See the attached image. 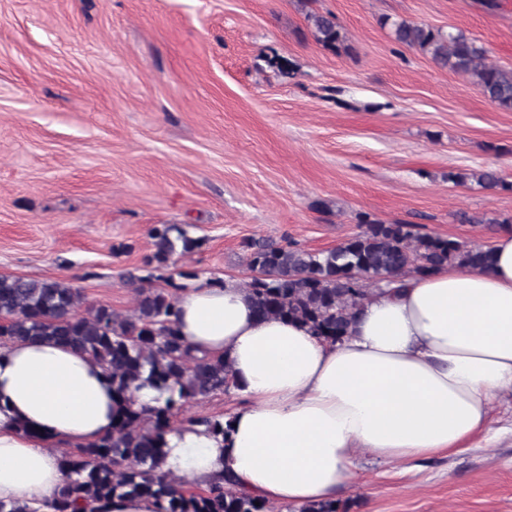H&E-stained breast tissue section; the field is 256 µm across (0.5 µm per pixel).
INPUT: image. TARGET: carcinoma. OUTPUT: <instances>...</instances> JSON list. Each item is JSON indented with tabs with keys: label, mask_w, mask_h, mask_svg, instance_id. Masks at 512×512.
<instances>
[{
	"label": "carcinoma",
	"mask_w": 512,
	"mask_h": 512,
	"mask_svg": "<svg viewBox=\"0 0 512 512\" xmlns=\"http://www.w3.org/2000/svg\"><path fill=\"white\" fill-rule=\"evenodd\" d=\"M309 20L325 48H340L343 39L333 16L312 14ZM391 28L397 43L468 77L498 108L512 111V70L487 62L476 40L454 28L404 19ZM473 179L486 190L512 187L493 170ZM150 235L153 251L144 257L143 269L152 273L129 274L136 306L128 315L104 304L79 313L81 294L62 280L0 276V348L53 341L87 354L112 374L118 403L112 433L61 457L65 480L48 507L78 512L101 499L145 496L159 501L162 512H272L267 501L237 491L230 476L194 490L161 471L163 438L178 415L192 402L229 391L232 378L223 358L199 353L176 328L180 286L170 280L164 287L152 283L154 272L175 255L193 252L201 240L179 224H158ZM243 248L253 272L243 287L256 314L299 321L331 343L349 334L355 311L374 295L372 276L385 275L391 284L447 265L483 269L491 262L488 247L415 234L406 224H384L366 215L358 233L330 250L312 253L260 240H248ZM143 387L164 396L163 405L136 406L133 391ZM300 512H349V506L334 500L305 505Z\"/></svg>",
	"instance_id": "obj_1"
}]
</instances>
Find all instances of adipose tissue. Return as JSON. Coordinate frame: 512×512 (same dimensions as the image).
Returning <instances> with one entry per match:
<instances>
[{
  "label": "adipose tissue",
  "mask_w": 512,
  "mask_h": 512,
  "mask_svg": "<svg viewBox=\"0 0 512 512\" xmlns=\"http://www.w3.org/2000/svg\"><path fill=\"white\" fill-rule=\"evenodd\" d=\"M488 268L443 267L376 291L332 344L297 321L258 317L240 283L198 285L177 326L223 357L245 399L225 434L177 426L165 472L205 488L224 474L272 506L332 500L353 460L453 453L484 433L492 397L512 391V232ZM112 380L54 342L0 349V500L39 506L63 483L57 444L112 430Z\"/></svg>",
  "instance_id": "ef3b65f1"
}]
</instances>
